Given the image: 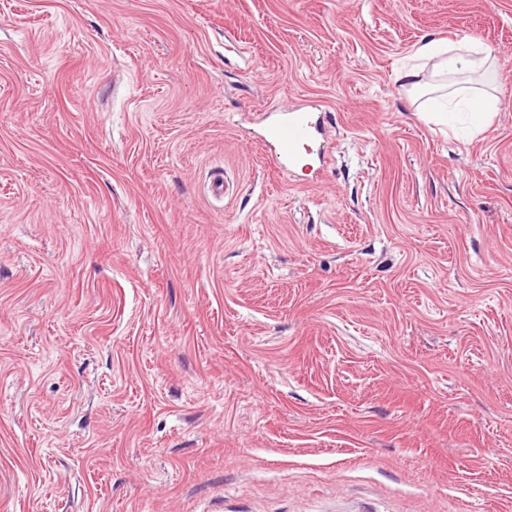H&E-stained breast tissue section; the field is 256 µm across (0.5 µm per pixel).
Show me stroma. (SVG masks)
<instances>
[{
  "label": "stroma",
  "mask_w": 512,
  "mask_h": 512,
  "mask_svg": "<svg viewBox=\"0 0 512 512\" xmlns=\"http://www.w3.org/2000/svg\"><path fill=\"white\" fill-rule=\"evenodd\" d=\"M0 512H512V0H0ZM491 53L490 48L475 42L460 41L447 45L440 41H431L420 48L418 55L424 60H435V70L448 74L464 68H481ZM448 112H468L474 117V128L482 131L491 121L498 102L484 94H470L459 90L448 95ZM329 125V113L320 104L306 101L278 112L267 127V142L279 167L289 176L298 168L311 169L316 178L307 184L320 181L325 171L324 141Z\"/></svg>",
  "instance_id": "35a3bbf8"
}]
</instances>
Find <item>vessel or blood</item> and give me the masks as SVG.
<instances>
[{
    "mask_svg": "<svg viewBox=\"0 0 512 512\" xmlns=\"http://www.w3.org/2000/svg\"><path fill=\"white\" fill-rule=\"evenodd\" d=\"M329 125L328 112L318 104L304 102L278 112L267 127V142L279 167L288 174L299 168L323 173Z\"/></svg>",
    "mask_w": 512,
    "mask_h": 512,
    "instance_id": "obj_1",
    "label": "vessel or blood"
}]
</instances>
